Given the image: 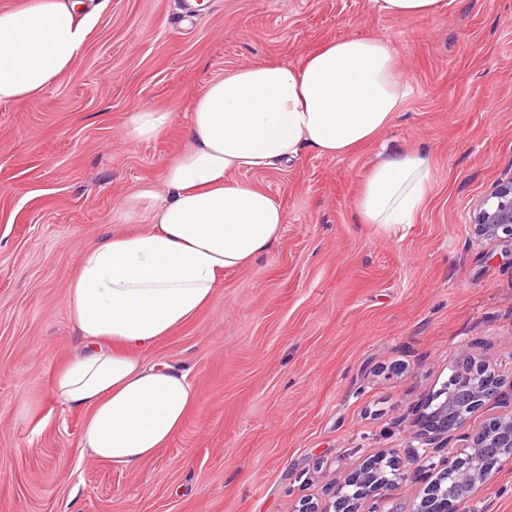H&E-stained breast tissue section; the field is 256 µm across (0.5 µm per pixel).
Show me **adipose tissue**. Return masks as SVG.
Listing matches in <instances>:
<instances>
[{"mask_svg":"<svg viewBox=\"0 0 512 512\" xmlns=\"http://www.w3.org/2000/svg\"><path fill=\"white\" fill-rule=\"evenodd\" d=\"M387 17H441L448 0H372ZM96 22L82 0H29L0 8V103L39 96L80 58ZM409 93L390 45L345 36L301 65L244 66L207 83L188 117V144L163 172L165 193L145 187L121 217L144 213L151 230L113 234L85 249L70 282L68 314L82 351L60 366V404L86 410L85 456L132 468L181 432L199 394L186 374L142 354L191 321L228 270L279 240L280 205L238 180L288 163L301 148L349 155L385 128ZM429 192L420 152L373 169L355 206L364 223L408 224Z\"/></svg>","mask_w":512,"mask_h":512,"instance_id":"ef3b65f1","label":"adipose tissue"}]
</instances>
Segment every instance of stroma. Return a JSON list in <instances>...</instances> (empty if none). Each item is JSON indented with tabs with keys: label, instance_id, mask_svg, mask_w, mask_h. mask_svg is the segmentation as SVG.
Listing matches in <instances>:
<instances>
[{
	"label": "stroma",
	"instance_id": "obj_1",
	"mask_svg": "<svg viewBox=\"0 0 512 512\" xmlns=\"http://www.w3.org/2000/svg\"><path fill=\"white\" fill-rule=\"evenodd\" d=\"M438 18H385L369 0H104L80 59L40 96L0 104V512H293L410 423L465 360L512 405V247L472 214L512 176V0H449ZM341 36L390 43L412 92L352 154L305 148L240 172L279 203L283 233L225 272L210 304L147 351L199 399L140 466L81 456L85 413L57 404L81 350L66 306L80 252L144 230L117 205L187 144L212 79L298 66ZM171 113L148 141L139 110ZM424 152L431 191L413 223H363L355 201L387 154ZM459 512H512V460Z\"/></svg>",
	"mask_w": 512,
	"mask_h": 512
}]
</instances>
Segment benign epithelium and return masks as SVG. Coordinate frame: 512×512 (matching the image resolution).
Listing matches in <instances>:
<instances>
[{"mask_svg": "<svg viewBox=\"0 0 512 512\" xmlns=\"http://www.w3.org/2000/svg\"><path fill=\"white\" fill-rule=\"evenodd\" d=\"M476 234L483 238H501L512 243V176L500 183L479 205L472 221ZM470 387L467 405H460L451 394H444L430 411L414 424L405 454L390 448L385 453L364 461L353 475L327 489L328 502L319 506L310 498L299 502L294 512H376L373 504L391 491L415 478L417 472L434 468L433 457L449 447L466 421L467 412L492 405L498 397V380L480 373L475 367L460 371ZM418 441L419 448L413 445ZM488 448L512 452V411L493 418L482 429L462 437L456 451L445 456L440 476L456 474L458 484L472 498L492 477L494 460ZM458 501L448 498L440 481L428 485L412 512H456Z\"/></svg>", "mask_w": 512, "mask_h": 512, "instance_id": "benign-epithelium-1", "label": "benign epithelium"}]
</instances>
